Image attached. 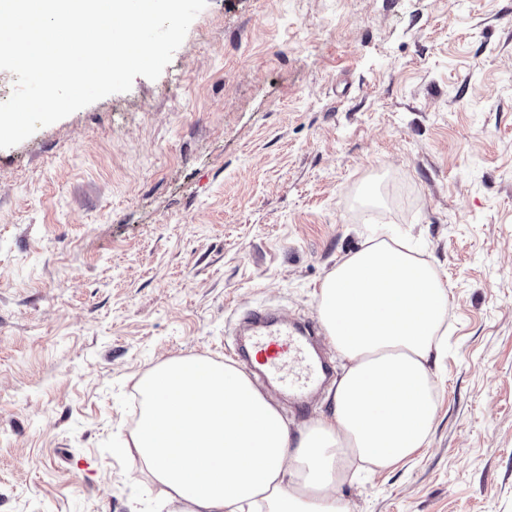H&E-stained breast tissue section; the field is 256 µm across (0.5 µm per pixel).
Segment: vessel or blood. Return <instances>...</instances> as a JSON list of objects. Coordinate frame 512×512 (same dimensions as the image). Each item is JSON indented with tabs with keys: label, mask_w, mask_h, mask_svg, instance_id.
Wrapping results in <instances>:
<instances>
[{
	"label": "vessel or blood",
	"mask_w": 512,
	"mask_h": 512,
	"mask_svg": "<svg viewBox=\"0 0 512 512\" xmlns=\"http://www.w3.org/2000/svg\"><path fill=\"white\" fill-rule=\"evenodd\" d=\"M252 323L254 329L245 353L250 371L296 398L300 409H307L308 394L328 379L323 358L311 355L316 325L310 322L294 328L288 322H269L258 315L253 316Z\"/></svg>",
	"instance_id": "1"
}]
</instances>
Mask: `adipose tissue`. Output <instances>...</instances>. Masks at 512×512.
Masks as SVG:
<instances>
[{
  "label": "adipose tissue",
  "mask_w": 512,
  "mask_h": 512,
  "mask_svg": "<svg viewBox=\"0 0 512 512\" xmlns=\"http://www.w3.org/2000/svg\"><path fill=\"white\" fill-rule=\"evenodd\" d=\"M316 309L345 366L298 434L234 364L183 356L140 378L131 445L176 512H349L338 490L352 470L429 447L450 311L437 272L382 233L337 262Z\"/></svg>",
  "instance_id": "adipose-tissue-1"
}]
</instances>
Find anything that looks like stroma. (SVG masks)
<instances>
[{
    "instance_id": "35a3bbf8",
    "label": "stroma",
    "mask_w": 512,
    "mask_h": 512,
    "mask_svg": "<svg viewBox=\"0 0 512 512\" xmlns=\"http://www.w3.org/2000/svg\"><path fill=\"white\" fill-rule=\"evenodd\" d=\"M450 289L429 448L350 512H512V0H208L158 79L0 149V512H149L137 380L316 318L380 225Z\"/></svg>"
}]
</instances>
